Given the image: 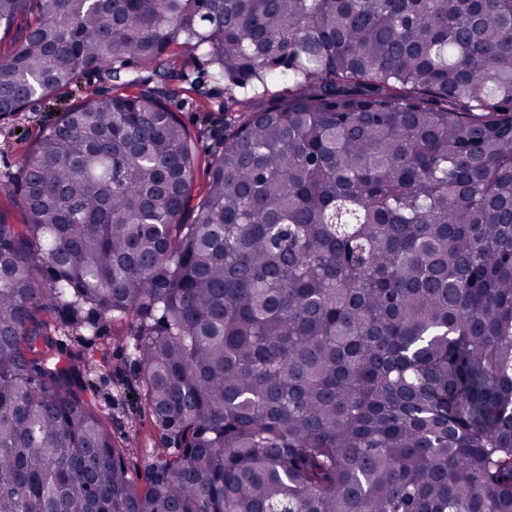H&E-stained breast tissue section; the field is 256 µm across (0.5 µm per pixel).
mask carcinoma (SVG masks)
Here are the masks:
<instances>
[{
	"label": "carcinoma",
	"instance_id": "obj_1",
	"mask_svg": "<svg viewBox=\"0 0 512 512\" xmlns=\"http://www.w3.org/2000/svg\"><path fill=\"white\" fill-rule=\"evenodd\" d=\"M66 89L0 218V512H512V0H0V119ZM216 91L213 92L214 99H210L209 109L210 117L204 122L200 118L203 112H195L191 108H184L180 116L192 133H196L200 128H205L201 138V145L205 148L212 144V135L222 134L224 127V111L218 107V103H224V84L216 85ZM214 102V104H213ZM130 331L127 323L107 322L100 336L91 337L87 353L92 357L96 371L94 380L99 383V402L105 408H112L114 414L113 433L119 441L125 442L129 437L136 446L134 448H140L138 453L128 458L129 468L133 472L143 473L147 462L145 449L158 448L159 439L150 416L136 395L138 370L126 358ZM127 386L132 390H126V397L122 401L115 400L113 405V396ZM128 393H131L132 399H128Z\"/></svg>",
	"mask_w": 512,
	"mask_h": 512
}]
</instances>
